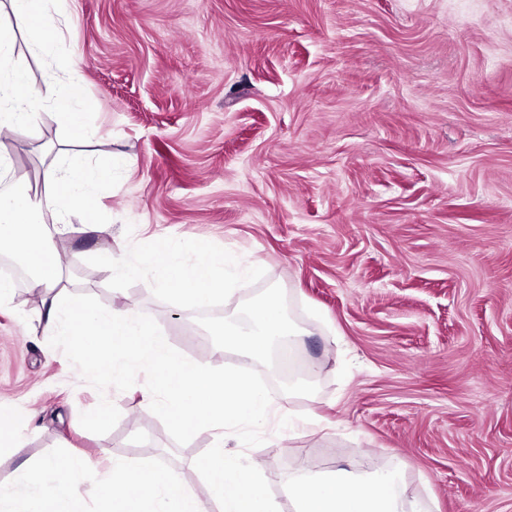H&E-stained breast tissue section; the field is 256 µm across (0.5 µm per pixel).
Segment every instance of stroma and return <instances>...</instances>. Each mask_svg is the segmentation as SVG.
<instances>
[{"instance_id": "35a3bbf8", "label": "stroma", "mask_w": 512, "mask_h": 512, "mask_svg": "<svg viewBox=\"0 0 512 512\" xmlns=\"http://www.w3.org/2000/svg\"><path fill=\"white\" fill-rule=\"evenodd\" d=\"M64 23L40 56L16 43L40 98L0 154L39 190L72 153L132 160L94 187L95 231L73 217L56 236L65 297L142 314L293 421L247 449L174 427L141 363L105 380L74 341H42L22 284L0 302V404L23 440L0 451V484L60 446L100 477L115 458L164 460L202 497L194 461L220 438L265 465L279 512L297 469L396 464L425 512H512V0H64ZM69 69L92 104L83 140L45 98ZM168 236L264 269L215 315L283 287L303 373L214 355L194 312L87 263Z\"/></svg>"}]
</instances>
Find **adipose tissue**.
Listing matches in <instances>:
<instances>
[{
	"mask_svg": "<svg viewBox=\"0 0 512 512\" xmlns=\"http://www.w3.org/2000/svg\"><path fill=\"white\" fill-rule=\"evenodd\" d=\"M61 2L8 0L11 19L0 21V126H24L34 117L29 76L15 60L13 48L22 32L29 33L28 48L33 53L56 47L63 37ZM50 99L74 138L90 137L84 123L90 102L80 90L78 73L56 83ZM126 163L122 156L116 162L122 166ZM113 165L107 163L91 170L74 155L64 170L46 172L44 192H37L25 180L10 182L0 190V246L23 260L30 271L29 288L49 301L43 338L54 341L71 337L87 355L91 370L98 373H115L131 359L147 362L153 381L146 400L182 430L211 427L206 414L213 408L219 410L220 422L225 426L241 421L263 424L274 403L245 387L242 379L186 361L139 314L102 310L87 303L75 305L62 295L61 254L46 231L44 215L61 206L82 223H93L88 186L92 181L110 178ZM288 496L293 512H421L418 502L404 500L401 475L395 468L359 472L339 466L317 475L303 473L289 481Z\"/></svg>",
	"mask_w": 512,
	"mask_h": 512,
	"instance_id": "1",
	"label": "adipose tissue"
}]
</instances>
